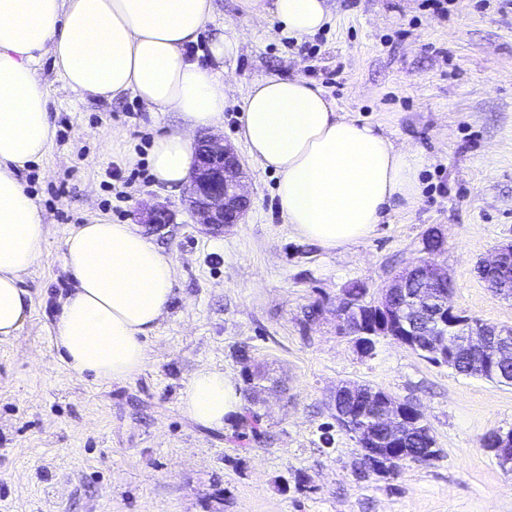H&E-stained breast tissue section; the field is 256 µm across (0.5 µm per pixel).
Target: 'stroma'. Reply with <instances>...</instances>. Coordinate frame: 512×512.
<instances>
[{
  "label": "stroma",
  "mask_w": 512,
  "mask_h": 512,
  "mask_svg": "<svg viewBox=\"0 0 512 512\" xmlns=\"http://www.w3.org/2000/svg\"><path fill=\"white\" fill-rule=\"evenodd\" d=\"M327 4L328 23L299 40L253 15L247 0H213L190 54L210 64L218 34L236 46L224 59L235 90L223 135L245 164L252 199L244 222L218 235L194 223L183 189L150 173L153 139L179 128L178 113L150 114L131 93L74 92L43 57L38 77L55 134L17 177L49 224L23 281L31 311L16 337L0 341V512H512V470L482 446L489 432L512 429V386L457 374L390 339L366 355L336 330L344 288L357 281L377 297L424 257L433 229L444 238L437 261L453 281L452 304L512 327V299L494 296L475 271L512 242V8L456 0L447 17L422 0ZM297 74L429 158L417 203L398 204L368 238L336 251L293 232L277 208L276 174L238 139L250 84ZM158 201L177 213L165 229L143 231L174 265L167 314L139 374L96 381L54 346L73 286L63 240L96 216L133 223ZM256 362L269 375L255 389L259 431L237 415L211 428L183 412L198 367L242 388ZM349 381L418 405L439 458L406 463L394 480L359 478L361 448L333 417L332 395Z\"/></svg>",
  "instance_id": "1"
}]
</instances>
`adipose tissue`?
<instances>
[{
  "label": "adipose tissue",
  "instance_id": "1",
  "mask_svg": "<svg viewBox=\"0 0 512 512\" xmlns=\"http://www.w3.org/2000/svg\"><path fill=\"white\" fill-rule=\"evenodd\" d=\"M212 12V0H0V340L15 337L31 310L22 282L47 236L46 215L15 175L52 137L37 77L43 55L75 91L107 100L131 92L150 111L179 113L181 128L157 135L149 156L156 183L178 187L195 162V132L224 120L222 73L186 52ZM272 13L299 39L328 21L325 0H273ZM241 110L239 137L277 174L282 215L325 250L367 238L398 202L421 195L426 156L340 115L304 76L252 82ZM63 263L74 286L56 327L61 359L101 382L133 378L167 312L172 260L132 225L98 217L65 237ZM181 405L196 423L220 427L241 395L230 377L201 367Z\"/></svg>",
  "mask_w": 512,
  "mask_h": 512
}]
</instances>
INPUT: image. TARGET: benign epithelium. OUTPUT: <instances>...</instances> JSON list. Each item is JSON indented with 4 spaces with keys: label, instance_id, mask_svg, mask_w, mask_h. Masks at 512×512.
Wrapping results in <instances>:
<instances>
[{
    "label": "benign epithelium",
    "instance_id": "benign-epithelium-1",
    "mask_svg": "<svg viewBox=\"0 0 512 512\" xmlns=\"http://www.w3.org/2000/svg\"><path fill=\"white\" fill-rule=\"evenodd\" d=\"M185 201L195 223L213 233L224 231L226 224H240L245 219L250 198L245 186L243 164L234 149L224 143V137L205 135L196 141V164L190 172ZM141 223L153 224L161 230L174 223V213L164 204H155L141 213ZM414 275L429 285L440 289L432 293L429 301L438 304L443 320L439 327H448V333L424 338L422 351L440 360L448 361L454 366L456 354L466 349L471 355L469 373L479 377L486 371L495 370V366L485 356L488 352L490 337L505 339L512 335L511 327H498L480 323L473 325L465 322V313L456 309L451 303L452 291L448 285V272L434 262H417L412 266ZM481 276L493 288L507 290L512 288V244L501 245L481 262ZM400 291L405 302L417 304L420 295L410 293L407 282L395 276L383 290L379 300L373 303L377 320H388L394 325L393 335L399 343L407 346L416 335L412 325L407 323L402 313L393 308L391 295ZM336 328L340 334L352 338L356 348L370 354L375 350L376 337L381 335L377 325L363 317L360 311L343 303L336 307ZM382 418L386 429L394 435L401 436L399 420L405 415H421L415 405L409 407L399 402L389 393L382 395ZM496 447L493 448L498 461L506 466L512 464V430L498 431L495 436Z\"/></svg>",
    "mask_w": 512,
    "mask_h": 512
}]
</instances>
